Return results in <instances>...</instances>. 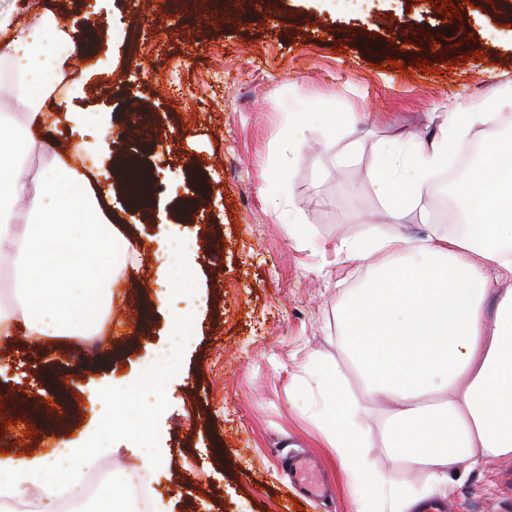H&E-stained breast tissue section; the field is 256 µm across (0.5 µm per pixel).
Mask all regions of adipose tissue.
<instances>
[{"label": "adipose tissue", "instance_id": "ef3b65f1", "mask_svg": "<svg viewBox=\"0 0 512 512\" xmlns=\"http://www.w3.org/2000/svg\"><path fill=\"white\" fill-rule=\"evenodd\" d=\"M69 38L55 15L0 12V88L11 106L0 113V257L13 271L11 298L0 303V353L19 331L35 345L99 332L131 248L88 168L37 136L49 118L51 79L65 66L50 48ZM492 118L452 112L438 137L412 140L402 154L385 151L374 179L391 223L428 193L453 141ZM34 153L48 158L35 172L27 165ZM455 203L467 223L460 233L414 243L373 232L335 246L343 263L368 264L369 275L336 306L343 361L315 366L304 385L318 397L317 428L345 474L354 512H414L425 499L452 496L473 470L512 459L511 137L488 143ZM157 249L165 298L189 297L191 307L172 308L164 346L113 388L83 443L59 442L46 456H0V512H25L36 493L41 512H55L61 501L71 502L70 512H131L127 484L157 481L164 461L149 429L151 406L193 343L202 305L195 238L166 233ZM352 375L363 398L348 387ZM372 403L387 413L377 432L362 423ZM376 433L387 450L384 466L360 454ZM117 436L131 440L140 465L84 503L86 475ZM394 463L420 481L394 477Z\"/></svg>", "mask_w": 512, "mask_h": 512}]
</instances>
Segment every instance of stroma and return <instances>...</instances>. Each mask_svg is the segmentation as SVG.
<instances>
[{
    "label": "stroma",
    "instance_id": "obj_1",
    "mask_svg": "<svg viewBox=\"0 0 512 512\" xmlns=\"http://www.w3.org/2000/svg\"><path fill=\"white\" fill-rule=\"evenodd\" d=\"M54 14L92 13V42L60 46V88L47 112L107 117L99 172L128 162L155 185L133 211L127 180L106 213L134 245L113 285L105 342L86 360L73 340L16 336L0 374V426L25 410L28 440L48 454L91 425L113 374L147 361L165 338L155 236L194 233L205 306L196 342L164 392L151 429L166 461L154 499L167 512H352L342 475L302 389L316 363L341 360L334 312L366 270L334 251L370 227L413 240L446 234L462 215L449 171L512 135V0H377L323 10L320 0H0ZM398 70L385 69L386 60ZM428 61L431 72L419 70ZM497 115L456 140L400 223L383 222L374 182L383 151L430 139L451 112ZM298 225L292 238L286 225ZM298 456L330 477L299 501ZM445 512H512V461L477 469Z\"/></svg>",
    "mask_w": 512,
    "mask_h": 512
}]
</instances>
